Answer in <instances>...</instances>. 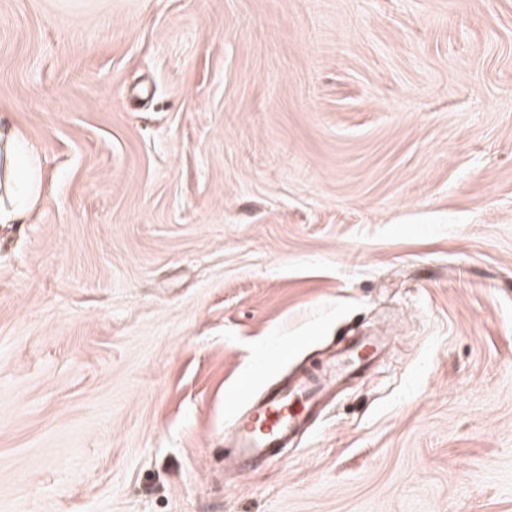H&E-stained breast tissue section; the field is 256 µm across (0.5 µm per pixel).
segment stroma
<instances>
[{"label":"stroma","instance_id":"stroma-1","mask_svg":"<svg viewBox=\"0 0 512 512\" xmlns=\"http://www.w3.org/2000/svg\"><path fill=\"white\" fill-rule=\"evenodd\" d=\"M0 116V512H512V0H0ZM0 164L2 184L8 186L12 174L23 163L26 170V180L18 189V197L3 203L0 198V224H18L36 205L39 199L40 168L38 157L31 145L25 140L18 129L11 125L0 123ZM381 349L380 338L363 336L347 343L324 372L308 373L287 390H268L254 400L233 430L235 467L244 471L255 458H269L276 448L285 447L299 433L328 386L358 375Z\"/></svg>","mask_w":512,"mask_h":512}]
</instances>
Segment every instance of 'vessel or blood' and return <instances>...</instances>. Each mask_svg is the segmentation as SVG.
<instances>
[{"instance_id":"vessel-or-blood-1","label":"vessel or blood","mask_w":512,"mask_h":512,"mask_svg":"<svg viewBox=\"0 0 512 512\" xmlns=\"http://www.w3.org/2000/svg\"><path fill=\"white\" fill-rule=\"evenodd\" d=\"M381 349L380 338L361 337L347 343L325 371L304 375L290 388L269 390L254 400L233 430L236 468L246 470L255 458L271 457L275 449L285 447L299 433L328 386L358 375Z\"/></svg>"}]
</instances>
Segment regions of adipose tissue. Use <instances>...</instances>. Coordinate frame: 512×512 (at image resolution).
I'll use <instances>...</instances> for the list:
<instances>
[{
	"label": "adipose tissue",
	"mask_w": 512,
	"mask_h": 512,
	"mask_svg": "<svg viewBox=\"0 0 512 512\" xmlns=\"http://www.w3.org/2000/svg\"><path fill=\"white\" fill-rule=\"evenodd\" d=\"M24 167L26 180L18 196L8 203L0 202V224L21 221L39 199L40 168L38 157L18 129L0 124V181L10 182L17 167Z\"/></svg>",
	"instance_id": "ef3b65f1"
}]
</instances>
